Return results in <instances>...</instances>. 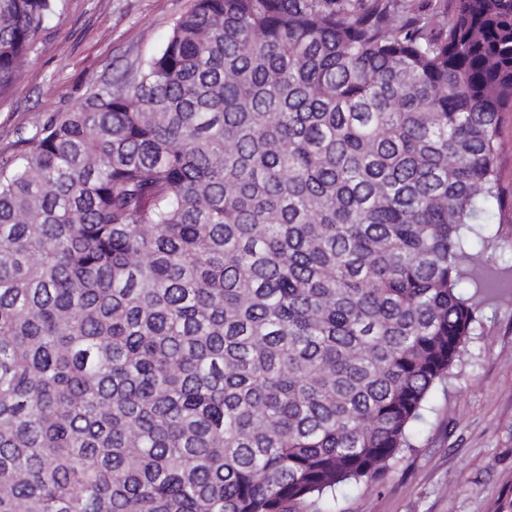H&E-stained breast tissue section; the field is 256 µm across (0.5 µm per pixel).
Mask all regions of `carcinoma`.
Listing matches in <instances>:
<instances>
[{
  "instance_id": "1",
  "label": "carcinoma",
  "mask_w": 512,
  "mask_h": 512,
  "mask_svg": "<svg viewBox=\"0 0 512 512\" xmlns=\"http://www.w3.org/2000/svg\"><path fill=\"white\" fill-rule=\"evenodd\" d=\"M59 0H0V85ZM195 0L0 165V512H301L384 473L512 264V0ZM473 289L464 297L459 288ZM499 138L505 145L498 160L500 188L512 200V112H503L499 122ZM512 212L500 211L497 204L487 203L483 205L476 213L474 223L485 224L487 232L495 234L498 230L499 248L495 251H485V257L493 264H512V238L510 240V225Z\"/></svg>"
}]
</instances>
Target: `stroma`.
<instances>
[{
    "mask_svg": "<svg viewBox=\"0 0 512 512\" xmlns=\"http://www.w3.org/2000/svg\"><path fill=\"white\" fill-rule=\"evenodd\" d=\"M194 0H62L29 61L0 87V163L23 153L35 116L69 111L110 73L164 45ZM475 223L498 234L488 252L512 264V213L483 205ZM306 512H512V294L483 305L467 351L435 387L412 446L383 476L306 503Z\"/></svg>",
    "mask_w": 512,
    "mask_h": 512,
    "instance_id": "35a3bbf8",
    "label": "stroma"
}]
</instances>
